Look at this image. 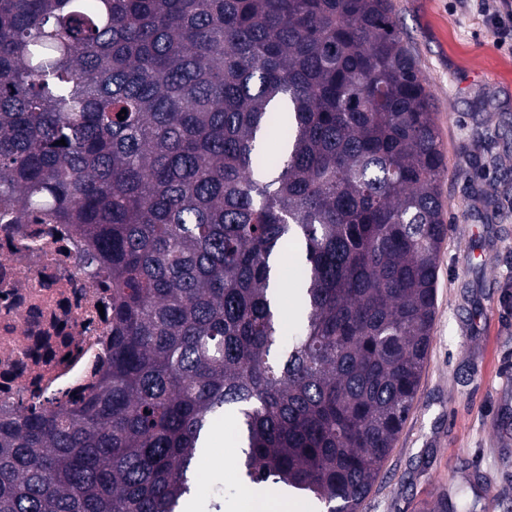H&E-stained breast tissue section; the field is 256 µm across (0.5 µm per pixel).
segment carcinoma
<instances>
[{"label": "carcinoma", "instance_id": "1", "mask_svg": "<svg viewBox=\"0 0 512 512\" xmlns=\"http://www.w3.org/2000/svg\"><path fill=\"white\" fill-rule=\"evenodd\" d=\"M430 103L390 0H0V214L112 282L96 391L0 421V512H180L231 409L250 482L358 512L431 342ZM298 247H288V260L284 262L281 268V277L287 287L284 292V305L288 306L289 309L294 308V284L298 278V266L296 264Z\"/></svg>", "mask_w": 512, "mask_h": 512}]
</instances>
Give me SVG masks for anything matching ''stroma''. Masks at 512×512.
Returning <instances> with one entry per match:
<instances>
[{
	"label": "stroma",
	"instance_id": "stroma-1",
	"mask_svg": "<svg viewBox=\"0 0 512 512\" xmlns=\"http://www.w3.org/2000/svg\"><path fill=\"white\" fill-rule=\"evenodd\" d=\"M393 18L433 99L448 174L440 184L448 233L438 258L430 350L413 408L359 512H422L443 490L475 488L485 512L512 507V49L499 46L483 0H391ZM499 130L496 163L481 133ZM496 194L483 208L481 192ZM217 422L193 467L184 512H248L252 486ZM222 458L215 467L213 458Z\"/></svg>",
	"mask_w": 512,
	"mask_h": 512
}]
</instances>
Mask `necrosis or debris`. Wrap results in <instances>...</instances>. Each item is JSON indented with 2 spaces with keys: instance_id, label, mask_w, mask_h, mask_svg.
I'll return each instance as SVG.
<instances>
[{
  "instance_id": "4bbe7bcc",
  "label": "necrosis or debris",
  "mask_w": 512,
  "mask_h": 512,
  "mask_svg": "<svg viewBox=\"0 0 512 512\" xmlns=\"http://www.w3.org/2000/svg\"><path fill=\"white\" fill-rule=\"evenodd\" d=\"M69 224L0 223V419L88 398L112 357V290Z\"/></svg>"
}]
</instances>
